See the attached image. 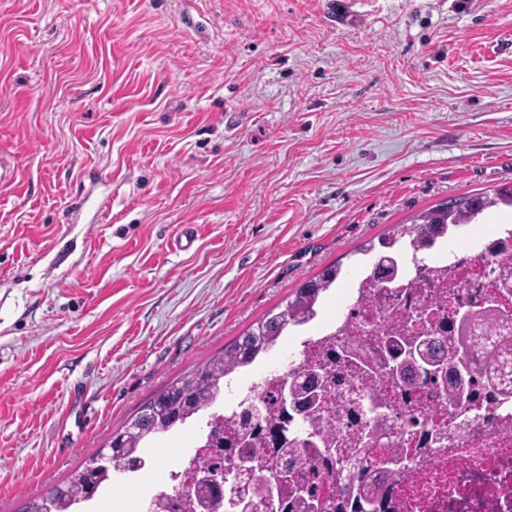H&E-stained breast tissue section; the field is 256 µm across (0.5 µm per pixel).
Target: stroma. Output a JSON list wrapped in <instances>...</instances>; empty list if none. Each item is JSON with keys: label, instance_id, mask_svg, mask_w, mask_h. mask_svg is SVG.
Segmentation results:
<instances>
[{"label": "stroma", "instance_id": "35a3bbf8", "mask_svg": "<svg viewBox=\"0 0 512 512\" xmlns=\"http://www.w3.org/2000/svg\"><path fill=\"white\" fill-rule=\"evenodd\" d=\"M0 147L17 512L325 266L512 182V0H0Z\"/></svg>", "mask_w": 512, "mask_h": 512}]
</instances>
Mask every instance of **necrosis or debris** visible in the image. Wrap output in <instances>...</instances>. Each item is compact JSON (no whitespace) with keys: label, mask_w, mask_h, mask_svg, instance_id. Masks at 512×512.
I'll use <instances>...</instances> for the list:
<instances>
[{"label":"necrosis or debris","mask_w":512,"mask_h":512,"mask_svg":"<svg viewBox=\"0 0 512 512\" xmlns=\"http://www.w3.org/2000/svg\"><path fill=\"white\" fill-rule=\"evenodd\" d=\"M398 262L391 281L359 277L334 319L323 323L315 317L302 333H290L296 347L283 366L257 358L246 367L248 381L227 383L232 400L221 409L225 419L239 418L288 373L330 365L340 344L384 350L382 331L393 321L409 318L427 335H447L449 318L483 307L496 293L497 272L512 264V225L469 232L460 247L450 237L423 249L412 246L400 250ZM331 404L341 418L336 441L345 453L314 458L313 464L325 474L321 491L337 512H353L338 490L358 476L362 457L353 452L352 439L366 431L373 434L371 458L394 448L407 457L399 476L372 472L369 481L378 495L366 512H512V399L482 391L452 416L431 388L406 391L380 383L369 389L347 374L335 383ZM208 439L206 430L195 433L191 452L165 469L163 487L143 502L144 512H208L191 472L199 456L223 465V449L208 447Z\"/></svg>","instance_id":"1"}]
</instances>
